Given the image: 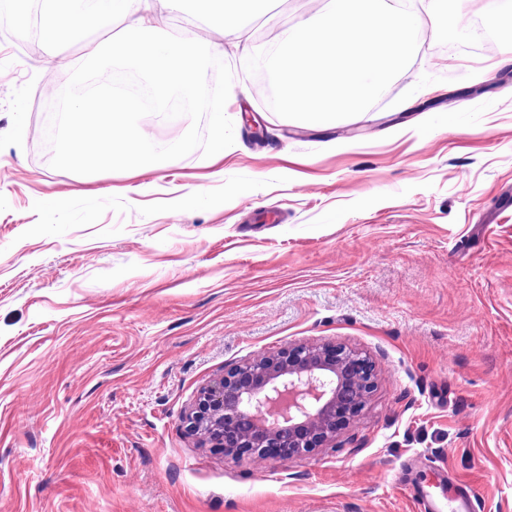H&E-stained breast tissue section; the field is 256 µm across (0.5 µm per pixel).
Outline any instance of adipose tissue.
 <instances>
[{
    "instance_id": "adipose-tissue-1",
    "label": "adipose tissue",
    "mask_w": 512,
    "mask_h": 512,
    "mask_svg": "<svg viewBox=\"0 0 512 512\" xmlns=\"http://www.w3.org/2000/svg\"><path fill=\"white\" fill-rule=\"evenodd\" d=\"M268 10L269 0H0V14L21 26L35 13L44 26L70 33L91 25L116 26V33L97 45L94 55L129 59L140 66L157 110H165L175 88L205 96L217 161L233 145L235 117L227 110L223 91L206 85L207 59L223 52V38H243V19L264 16ZM178 11L204 16L219 41L201 40L191 30L173 35L168 20Z\"/></svg>"
}]
</instances>
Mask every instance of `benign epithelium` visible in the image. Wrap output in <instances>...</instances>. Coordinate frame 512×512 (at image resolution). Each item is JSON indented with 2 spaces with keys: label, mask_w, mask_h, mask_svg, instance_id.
Instances as JSON below:
<instances>
[{
  "label": "benign epithelium",
  "mask_w": 512,
  "mask_h": 512,
  "mask_svg": "<svg viewBox=\"0 0 512 512\" xmlns=\"http://www.w3.org/2000/svg\"><path fill=\"white\" fill-rule=\"evenodd\" d=\"M375 386L373 364L356 350L288 346L236 365L201 389L186 429L231 462L285 461L335 442Z\"/></svg>",
  "instance_id": "7a95c632"
}]
</instances>
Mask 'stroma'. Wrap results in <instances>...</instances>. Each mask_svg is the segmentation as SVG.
<instances>
[{
	"mask_svg": "<svg viewBox=\"0 0 512 512\" xmlns=\"http://www.w3.org/2000/svg\"><path fill=\"white\" fill-rule=\"evenodd\" d=\"M310 0L249 22V52ZM465 49L418 31L362 114L278 116L234 51L211 56L235 148L80 181L43 149L48 99L108 31L0 39V512H414L463 481L512 512V31ZM23 124L15 138V124ZM205 186L213 203L182 200ZM342 344L377 385L335 443L225 460L185 430L200 390L256 356Z\"/></svg>",
	"mask_w": 512,
	"mask_h": 512,
	"instance_id": "1",
	"label": "stroma"
}]
</instances>
